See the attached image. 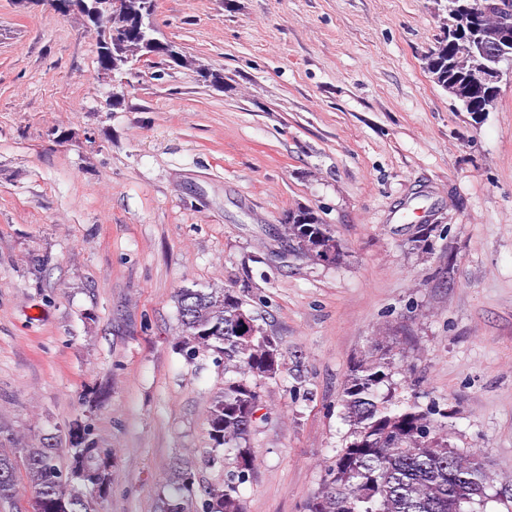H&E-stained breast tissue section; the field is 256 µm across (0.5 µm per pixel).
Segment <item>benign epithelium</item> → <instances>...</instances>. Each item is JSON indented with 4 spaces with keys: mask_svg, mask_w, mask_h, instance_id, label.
Returning <instances> with one entry per match:
<instances>
[{
    "mask_svg": "<svg viewBox=\"0 0 512 512\" xmlns=\"http://www.w3.org/2000/svg\"><path fill=\"white\" fill-rule=\"evenodd\" d=\"M124 0H59V12L77 11L90 18L101 34L103 44L112 41V14L122 10ZM460 12L451 21L452 45L458 47L454 67L467 74L475 75V81L469 85H460L446 79L439 65L431 66L432 80L442 87L457 102H463L464 97L471 95L476 89L484 90V99L481 102V111L488 112L495 105L498 83L504 73L500 67L501 54L487 51L486 45L490 41L496 42L502 51L512 50V0H463L459 6ZM152 6L144 4L138 15V27L147 32L149 42L155 48L161 49L167 57L176 59L181 56L172 42H163L153 36L151 24ZM142 63L140 58H131L127 61L124 70H102L98 79L107 82L115 89L113 96L118 97L119 88H126L131 78L137 76V69ZM310 254L318 262L334 263L340 259V249L337 240L328 236L313 238L310 245Z\"/></svg>",
    "mask_w": 512,
    "mask_h": 512,
    "instance_id": "1",
    "label": "benign epithelium"
}]
</instances>
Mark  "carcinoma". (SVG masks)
I'll list each match as a JSON object with an SVG mask.
<instances>
[{
	"label": "carcinoma",
	"mask_w": 512,
	"mask_h": 512,
	"mask_svg": "<svg viewBox=\"0 0 512 512\" xmlns=\"http://www.w3.org/2000/svg\"><path fill=\"white\" fill-rule=\"evenodd\" d=\"M142 2L126 0L112 17L113 57L139 48L130 24ZM319 232L331 229L311 209L288 213L283 224L284 240L303 256L308 252L302 241ZM176 302L185 358L210 351L224 359L228 378L207 413L210 446L203 461L225 469V476L204 483L193 459L174 458L158 512H243L240 486L255 468L247 440L262 405L260 387L279 376L283 351L233 288H183ZM390 365L384 353L356 364L342 394L349 441L304 512H478L476 507L490 499V471L477 455L449 443L442 422L446 414L415 404L402 407L382 391L392 377ZM69 442L73 453L67 469L60 466L55 444L25 448L18 458L1 452L0 503L14 501L23 480L38 498L39 512H98L112 472L100 462L101 449L87 427H70Z\"/></svg>",
	"instance_id": "cac0c4a2"
}]
</instances>
